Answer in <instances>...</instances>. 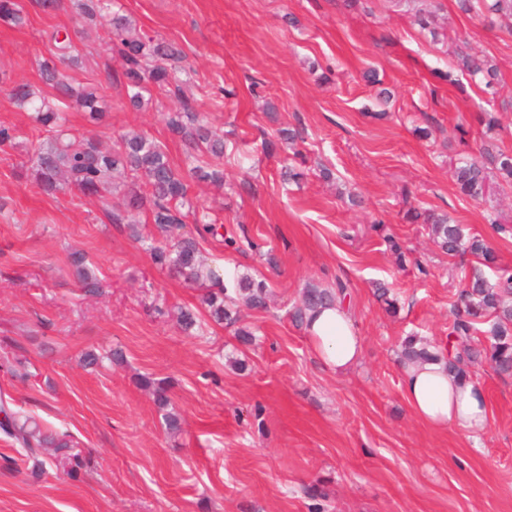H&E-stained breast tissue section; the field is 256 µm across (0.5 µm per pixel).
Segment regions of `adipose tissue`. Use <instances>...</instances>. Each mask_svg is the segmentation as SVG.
Here are the masks:
<instances>
[{
  "mask_svg": "<svg viewBox=\"0 0 512 512\" xmlns=\"http://www.w3.org/2000/svg\"><path fill=\"white\" fill-rule=\"evenodd\" d=\"M318 363L343 372L358 362L362 340L344 304L314 312L305 328ZM403 393L414 416L432 430L459 431L478 438L488 425L487 396L471 378L448 373L431 359L403 369Z\"/></svg>",
  "mask_w": 512,
  "mask_h": 512,
  "instance_id": "obj_1",
  "label": "adipose tissue"
}]
</instances>
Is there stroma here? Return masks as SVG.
Returning <instances> with one entry per match:
<instances>
[{"label": "stroma", "instance_id": "1", "mask_svg": "<svg viewBox=\"0 0 512 512\" xmlns=\"http://www.w3.org/2000/svg\"><path fill=\"white\" fill-rule=\"evenodd\" d=\"M16 2L26 24L0 22V123L14 134L0 145V398L68 433L84 463L71 475L33 477L32 460L0 434V512H512V377L471 368L489 422L470 439L415 418L400 364L406 336L446 346L475 265L438 251L408 210L448 214L485 239L497 255L488 279L512 272V237L495 228L512 225V192L493 187L475 201L449 172L450 160L476 151L491 108L501 121L495 143L512 150V35L490 15L460 13L455 0H423L436 12L430 30L395 0H115L143 32L182 48L185 96L224 136V156L211 162L223 190L191 186L221 227L200 249L209 264L272 292L267 310L226 325L203 313L201 288L153 263L147 213L138 241L98 200L50 195L34 180L28 152L45 132L9 91L41 87L36 61L57 30L69 31L82 57L74 80L108 105L96 123L69 111L75 137L111 144L141 131L179 170L187 147L162 116L174 99L125 107L108 31L81 20L76 0ZM461 40L496 62V96L449 82ZM282 128L298 131L295 148L280 140ZM286 166L297 183L283 181ZM242 230L249 243L225 248V235ZM77 252L98 294L81 288ZM339 279L364 352L333 373L288 313L307 284ZM379 283L396 308L376 298ZM182 308L198 313V327L181 329ZM240 328L253 344L239 342ZM115 348L124 362L106 360ZM89 351L103 363L84 367ZM142 375L169 381L180 432L166 431L137 384Z\"/></svg>", "mask_w": 512, "mask_h": 512}]
</instances>
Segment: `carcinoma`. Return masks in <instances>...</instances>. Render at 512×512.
<instances>
[{
	"instance_id": "cac0c4a2",
	"label": "carcinoma",
	"mask_w": 512,
	"mask_h": 512,
	"mask_svg": "<svg viewBox=\"0 0 512 512\" xmlns=\"http://www.w3.org/2000/svg\"><path fill=\"white\" fill-rule=\"evenodd\" d=\"M456 3L464 14L490 13L500 28L512 34V0H456ZM113 5L114 0H80L78 9L84 19L100 20L109 26L112 50L122 63L126 103L132 110L141 111L153 102V97L145 96L151 86L178 99L179 108L166 113V125L190 149L189 166L184 172L176 170L164 147L144 133L129 132L121 136L117 150L103 148L92 136L78 141L69 137L65 112H86L90 120L97 121L102 107L93 89L76 83L67 73L79 66L80 57L69 34L56 31L50 37L49 57L39 63L41 81L51 93L45 95L24 83L11 90L15 105L33 113L34 121L48 133L46 140L28 156L34 177L48 194L68 190L97 199L109 208L112 223L129 225L134 237L137 230L129 222V215L148 209L151 222L167 240L163 246L149 244L153 261L186 283L211 284V289L201 297L202 305L215 322L232 324L237 316L224 306V296L231 291L248 308L263 310L266 283L255 281L247 273L226 274L203 263L198 258L197 238L181 233L186 218L191 215L199 235H219L208 212L190 196V188L195 181L224 185V174L208 169L204 161L206 157L224 155V137L214 132L182 96L176 77L177 70L182 68V51L162 38L139 33L128 16L112 10ZM0 20L17 26L25 22L14 0H0ZM448 77L457 84L464 79L470 84L480 82L490 89L497 77V67L488 56L466 51L458 54L456 73L450 72ZM479 153L478 158L459 159L452 165L451 178L459 193L472 200L484 198L492 175L497 178L499 188L512 189V152L484 143ZM419 218L429 226L432 240L442 252L450 256L468 253L488 268L496 264V253L485 240L466 234L462 225L447 216L414 212V219ZM346 295L347 288L340 282L334 288L309 284L292 313V320L296 326L303 327L310 312L331 306ZM482 324L487 325L483 331L479 329ZM478 332L488 342L481 349L472 345ZM430 357L442 359L448 371L455 374H468L467 367L482 360L488 361L501 375L512 374V273L504 271L491 282L481 270L472 272L460 291L454 319L448 327V347L442 350L431 347L415 336L403 340L404 362ZM139 384L152 390L158 408L165 411L167 429L181 430L180 416L167 410L169 385L149 377L141 378ZM0 431L32 457H41L36 463L39 474L46 463L66 474L80 464V454L73 452L67 435L44 431L31 419L21 418L20 412L11 407L6 412V422L0 423Z\"/></svg>"
}]
</instances>
